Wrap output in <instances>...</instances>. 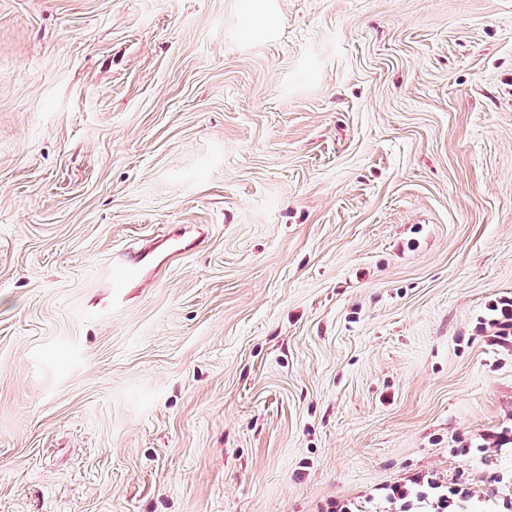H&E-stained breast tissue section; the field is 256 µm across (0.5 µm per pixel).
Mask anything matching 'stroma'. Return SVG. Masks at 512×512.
Wrapping results in <instances>:
<instances>
[{
    "mask_svg": "<svg viewBox=\"0 0 512 512\" xmlns=\"http://www.w3.org/2000/svg\"><path fill=\"white\" fill-rule=\"evenodd\" d=\"M507 293L512 0H0V512L510 473ZM150 253V249H144L134 254L121 253L112 258V265L108 269V275L112 282L114 298L119 301L123 298V289L141 274V261ZM492 312V318L487 323L489 328L496 329L489 338L491 346H499L504 349H512V297L501 296L494 300L488 307ZM459 444H461L457 446L459 448H453L454 456L465 458L479 454L483 456L487 453L488 448H498L499 450H502V448L512 449V428L504 427L500 431L482 434L474 444L469 442L462 445L463 441H459Z\"/></svg>",
    "mask_w": 512,
    "mask_h": 512,
    "instance_id": "35a3bbf8",
    "label": "stroma"
}]
</instances>
